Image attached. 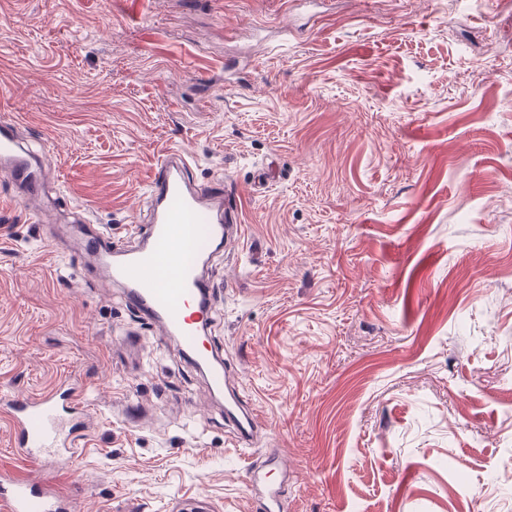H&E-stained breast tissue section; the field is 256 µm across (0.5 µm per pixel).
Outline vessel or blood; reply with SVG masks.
<instances>
[{"label":"vessel or blood","instance_id":"obj_1","mask_svg":"<svg viewBox=\"0 0 512 512\" xmlns=\"http://www.w3.org/2000/svg\"><path fill=\"white\" fill-rule=\"evenodd\" d=\"M190 155L180 149L163 152L143 198L149 224L136 227L137 246L113 242L111 232L97 229L87 249L102 257L106 279L125 290L127 304L141 312L163 335L176 337L198 363L207 365L212 389L223 390L226 415L238 443L252 442L258 420L238 392L229 389L224 365L214 362L203 338L212 321L211 284L199 273V261L215 240L240 237L242 227L228 221L230 200L188 176ZM40 161L25 149L14 125L0 122V176L21 189L29 211L44 205ZM81 389L62 379L50 392L34 396H0V418L14 436L13 445L36 465L71 456L75 441L90 428L80 400ZM255 499L262 512H280V487L260 483ZM72 494L49 480L33 481L0 471V512H70Z\"/></svg>","mask_w":512,"mask_h":512}]
</instances>
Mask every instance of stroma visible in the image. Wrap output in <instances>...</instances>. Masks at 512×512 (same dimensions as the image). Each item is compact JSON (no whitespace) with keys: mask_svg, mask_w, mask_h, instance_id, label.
<instances>
[{"mask_svg":"<svg viewBox=\"0 0 512 512\" xmlns=\"http://www.w3.org/2000/svg\"><path fill=\"white\" fill-rule=\"evenodd\" d=\"M0 118L45 152L31 219L0 179V394L85 388L33 466L81 512H512V0H0ZM241 203L209 254L208 345L249 447L175 339L82 248L128 241L162 152ZM255 486L259 487L261 492L256 493L252 498L259 503L263 512H280L281 483L269 484L255 479Z\"/></svg>","mask_w":512,"mask_h":512,"instance_id":"obj_1","label":"stroma"}]
</instances>
